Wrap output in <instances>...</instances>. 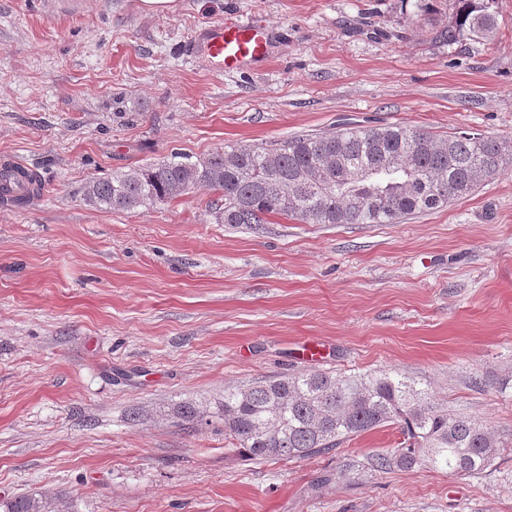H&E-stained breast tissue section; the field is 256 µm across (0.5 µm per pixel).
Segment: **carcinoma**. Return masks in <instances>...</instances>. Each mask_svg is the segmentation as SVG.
Returning a JSON list of instances; mask_svg holds the SVG:
<instances>
[{
	"label": "carcinoma",
	"mask_w": 512,
	"mask_h": 512,
	"mask_svg": "<svg viewBox=\"0 0 512 512\" xmlns=\"http://www.w3.org/2000/svg\"><path fill=\"white\" fill-rule=\"evenodd\" d=\"M498 29L490 0H456L455 26L440 32L491 41ZM509 145L480 133L437 140L399 124L302 134L273 149L231 147L192 159H168L90 180L85 200L128 211L167 203L197 187L220 194L218 224H265L280 215L303 224H398L471 194L500 173ZM224 434L260 459H310L388 423L399 425L400 448L375 459L380 470L422 464L458 475L491 465L505 444L486 427L437 407L405 377L335 376L308 372L224 390ZM59 499L16 496L0 512H60Z\"/></svg>",
	"instance_id": "carcinoma-1"
}]
</instances>
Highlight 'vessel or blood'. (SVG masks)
<instances>
[{
    "label": "vessel or blood",
    "mask_w": 512,
    "mask_h": 512,
    "mask_svg": "<svg viewBox=\"0 0 512 512\" xmlns=\"http://www.w3.org/2000/svg\"><path fill=\"white\" fill-rule=\"evenodd\" d=\"M276 36L270 23L228 18L198 29L184 52L222 71L256 70L266 64Z\"/></svg>",
    "instance_id": "1"
}]
</instances>
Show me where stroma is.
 Here are the masks:
<instances>
[{"mask_svg": "<svg viewBox=\"0 0 512 512\" xmlns=\"http://www.w3.org/2000/svg\"><path fill=\"white\" fill-rule=\"evenodd\" d=\"M491 9L493 41L450 44L455 0H0V161L43 185L26 206L0 200V500L512 512V159L400 224H219L203 188L128 212L84 200L92 178L174 152L343 123L512 144V0ZM229 15L278 28L262 72L184 58ZM312 370L398 372L508 446L474 475L378 470L395 425L312 459L239 453L216 414L225 389Z\"/></svg>", "mask_w": 512, "mask_h": 512, "instance_id": "obj_1", "label": "stroma"}]
</instances>
